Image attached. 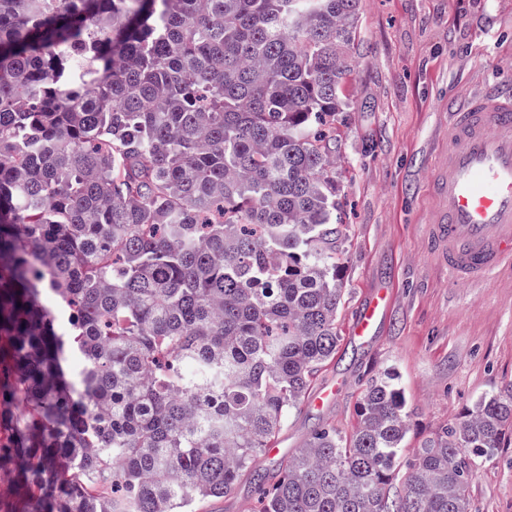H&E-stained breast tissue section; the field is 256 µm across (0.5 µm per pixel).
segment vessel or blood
<instances>
[{
    "label": "vessel or blood",
    "mask_w": 512,
    "mask_h": 512,
    "mask_svg": "<svg viewBox=\"0 0 512 512\" xmlns=\"http://www.w3.org/2000/svg\"><path fill=\"white\" fill-rule=\"evenodd\" d=\"M450 110L447 161L431 181L428 236L456 281L482 285L512 264V91L480 90ZM390 303L386 289H375L351 336L363 342L376 336Z\"/></svg>",
    "instance_id": "obj_1"
}]
</instances>
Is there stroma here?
<instances>
[{"instance_id":"1","label":"stroma","mask_w":512,"mask_h":512,"mask_svg":"<svg viewBox=\"0 0 512 512\" xmlns=\"http://www.w3.org/2000/svg\"><path fill=\"white\" fill-rule=\"evenodd\" d=\"M349 53L348 108L336 117L343 356L317 377L345 387L329 407L294 411L278 446L292 453L323 423L351 432L368 380L389 368L412 411L407 462L512 382V269L482 288L456 282L425 235L448 99L512 88V0H361ZM376 288L389 289L391 308L361 344L349 329ZM469 503V512H512V436L471 482Z\"/></svg>"}]
</instances>
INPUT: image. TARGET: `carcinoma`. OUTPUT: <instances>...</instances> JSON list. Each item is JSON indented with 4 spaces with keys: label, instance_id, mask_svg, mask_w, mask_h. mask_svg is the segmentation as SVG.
<instances>
[{
    "label": "carcinoma",
    "instance_id": "obj_1",
    "mask_svg": "<svg viewBox=\"0 0 512 512\" xmlns=\"http://www.w3.org/2000/svg\"><path fill=\"white\" fill-rule=\"evenodd\" d=\"M358 2L0 0V470L22 512H195L336 358L318 125L348 107ZM410 414L376 374L350 435L253 472L260 512H469L512 384L402 468Z\"/></svg>",
    "mask_w": 512,
    "mask_h": 512
}]
</instances>
